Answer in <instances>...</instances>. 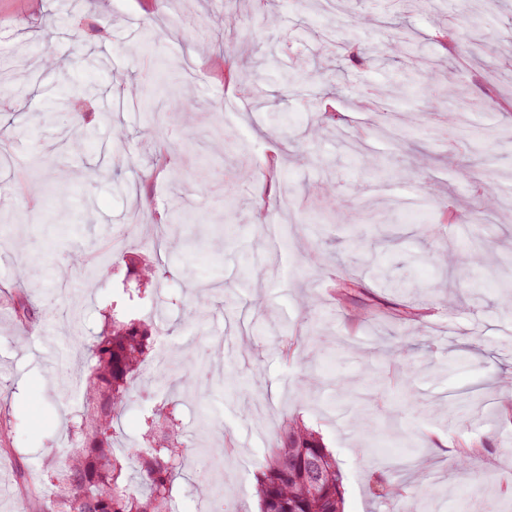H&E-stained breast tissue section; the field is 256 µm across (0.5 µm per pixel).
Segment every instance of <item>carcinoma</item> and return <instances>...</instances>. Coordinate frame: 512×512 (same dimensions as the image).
<instances>
[{
	"instance_id": "carcinoma-1",
	"label": "carcinoma",
	"mask_w": 512,
	"mask_h": 512,
	"mask_svg": "<svg viewBox=\"0 0 512 512\" xmlns=\"http://www.w3.org/2000/svg\"><path fill=\"white\" fill-rule=\"evenodd\" d=\"M342 48L351 63L365 62L366 52L357 40L345 41ZM429 72L420 64L406 68L402 86L426 91ZM69 103L77 114L75 131L81 133L91 123L89 90L73 87ZM191 219L190 212L176 203L155 217L159 224H187ZM129 264L141 282L166 276L147 259H131ZM334 288L339 304L346 305L358 285L341 280ZM12 309L18 339L26 340L34 316L26 291L17 293ZM158 328L152 317L114 316L101 335L83 342L93 364L87 374L79 375L80 409L70 434L76 448L39 469L25 462L16 467L17 486L26 500L39 505V512H177L175 494L185 447L179 403L166 400L146 418L142 439L148 451L132 473H123L114 441L113 423L128 405V384L152 350ZM309 457L323 470L322 484L314 488L307 485ZM257 496L260 512H344L343 476L335 458L315 431L294 419L282 425L274 448L260 465Z\"/></svg>"
}]
</instances>
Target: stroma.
Here are the masks:
<instances>
[{"mask_svg":"<svg viewBox=\"0 0 512 512\" xmlns=\"http://www.w3.org/2000/svg\"><path fill=\"white\" fill-rule=\"evenodd\" d=\"M176 0H0V77H27L23 93L6 94L0 133L9 139L11 165L0 168V512H36L15 487L16 458L39 465L70 441L78 408L76 378L89 366L80 338L100 334L110 315L121 319L163 313L176 357L166 384L138 378L115 428L127 464L144 443L142 422L167 398L211 415L206 437L187 433L178 481L179 512H203L199 473L214 476V449L246 455L254 466L224 469V498L239 512H259L256 464L276 440L260 421L264 406L281 407L319 432L344 475V512H401L405 501L441 498L439 512H489L512 503V113L498 111L488 87L512 94V0H406L396 18L378 15L372 0H339L335 13H314L305 0H274L277 28L250 19V0H186L202 28L186 34ZM84 17L104 30L87 39L71 24ZM454 30V51L435 27ZM412 32L434 57V83L452 92L443 111L402 90L404 48L393 26ZM360 38L368 64L348 68L324 37ZM228 56L240 75L233 86L205 68ZM153 68L161 97L139 95L144 68ZM303 72L307 81L287 76ZM76 85L94 86L98 131L71 138L73 112L60 102ZM266 95L250 104L252 86ZM191 101L194 112L169 110L170 96ZM328 100L344 117L349 146L319 123ZM156 130L143 137L145 114ZM406 125L402 146L382 128ZM470 129L472 148L450 153L447 126ZM123 138H116L115 130ZM278 150L280 177L296 205L287 212L275 189L264 186L266 157ZM46 164L33 185L21 187L31 155ZM428 156L430 166L416 164ZM491 168L500 203L481 217L473 171ZM243 172L238 185L224 172ZM69 175L71 215L61 222L52 191L57 171ZM369 203L383 223L355 216L354 227L329 223L319 189ZM426 195L436 206L396 210L398 197ZM157 207L180 200L194 219L184 225L186 246L156 250L159 231L138 224L146 196ZM290 224L287 240L272 244L269 224ZM129 252L172 268L198 258L195 279L164 278L140 285L125 266L108 262L114 238ZM506 262L490 267L477 242ZM82 245L98 275L85 283L67 256ZM377 245L379 262L404 279L407 293L383 288L362 263ZM362 287V302L386 311L422 309V322L386 318L363 323L354 306L338 307L333 280ZM27 288L35 307L52 309L25 341L18 340L7 293ZM209 307L205 324L195 309ZM288 325L291 335L275 330ZM253 352L241 355V343ZM404 344V357L393 350ZM206 361L209 377L196 366ZM361 390L368 429L352 423L343 389ZM472 445L480 482L461 479L454 454ZM397 483L399 496L377 498L378 481Z\"/></svg>","mask_w":512,"mask_h":512,"instance_id":"obj_1","label":"stroma"}]
</instances>
